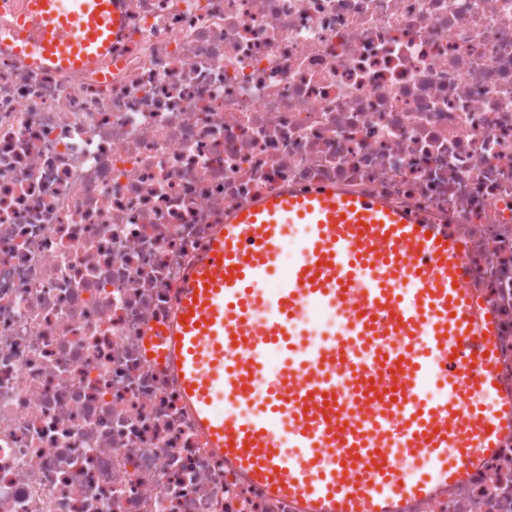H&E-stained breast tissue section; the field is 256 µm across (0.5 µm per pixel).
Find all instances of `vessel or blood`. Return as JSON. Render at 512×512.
Here are the masks:
<instances>
[{"label":"vessel or blood","mask_w":512,"mask_h":512,"mask_svg":"<svg viewBox=\"0 0 512 512\" xmlns=\"http://www.w3.org/2000/svg\"><path fill=\"white\" fill-rule=\"evenodd\" d=\"M0 11L14 28L0 49L60 74L125 26V0H0ZM288 224L308 235L271 288ZM308 306L340 313V335L299 341ZM154 342L212 448L307 512H394L397 498L461 480L512 427V387L497 376L462 245L341 188L288 189L233 211L184 280L174 329ZM278 347L288 362L265 375Z\"/></svg>","instance_id":"vessel-or-blood-1"}]
</instances>
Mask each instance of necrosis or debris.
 I'll return each mask as SVG.
<instances>
[{
    "label": "necrosis or debris",
    "instance_id": "4bbe7bcc",
    "mask_svg": "<svg viewBox=\"0 0 512 512\" xmlns=\"http://www.w3.org/2000/svg\"><path fill=\"white\" fill-rule=\"evenodd\" d=\"M287 187L462 239L512 382V0H128L93 67L0 51V512H300L149 354L217 224ZM416 512H512V431Z\"/></svg>",
    "mask_w": 512,
    "mask_h": 512
}]
</instances>
